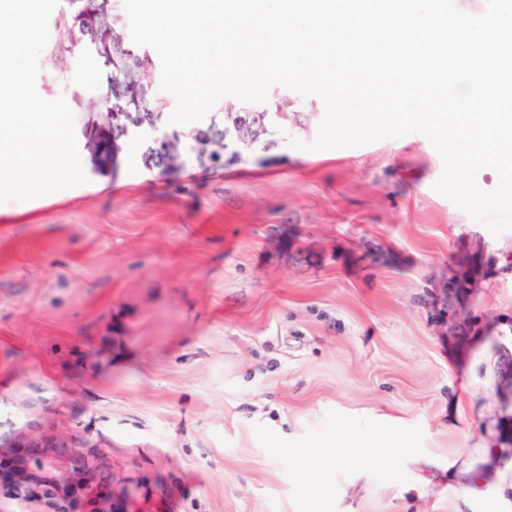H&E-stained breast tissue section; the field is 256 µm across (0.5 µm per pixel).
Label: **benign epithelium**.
Returning a JSON list of instances; mask_svg holds the SVG:
<instances>
[{
	"label": "benign epithelium",
	"instance_id": "1",
	"mask_svg": "<svg viewBox=\"0 0 512 512\" xmlns=\"http://www.w3.org/2000/svg\"><path fill=\"white\" fill-rule=\"evenodd\" d=\"M124 75L140 86L144 99L156 97L154 87L142 82L139 67H127ZM233 126L236 143L254 144L265 131V115L256 113L245 123L236 119ZM117 149V142L103 131L92 143L91 154L99 167L108 168ZM13 448L25 449L13 461L10 485L15 496L41 500L52 512H112L115 477L112 470L97 464L84 451L83 437L29 436L14 442L0 441V456Z\"/></svg>",
	"mask_w": 512,
	"mask_h": 512
}]
</instances>
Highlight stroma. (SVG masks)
<instances>
[{
    "label": "stroma",
    "mask_w": 512,
    "mask_h": 512,
    "mask_svg": "<svg viewBox=\"0 0 512 512\" xmlns=\"http://www.w3.org/2000/svg\"><path fill=\"white\" fill-rule=\"evenodd\" d=\"M38 65L44 99L85 84ZM324 114L284 87L223 168L162 176L124 138L0 203V434L81 430L118 512H512V231L435 191L422 134L309 150ZM118 145L116 140H112L104 130L92 143L91 154L96 164L101 168L112 166V161Z\"/></svg>",
    "instance_id": "obj_1"
}]
</instances>
